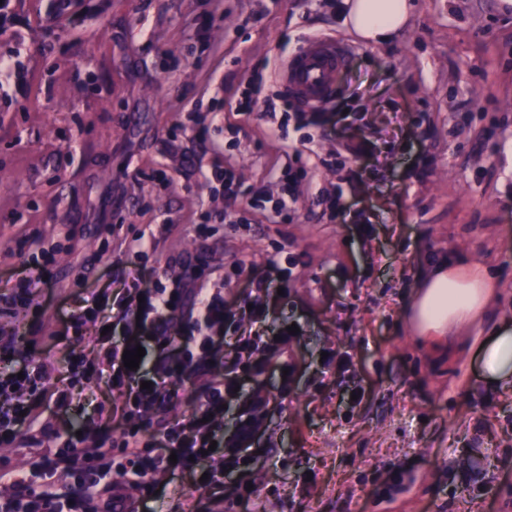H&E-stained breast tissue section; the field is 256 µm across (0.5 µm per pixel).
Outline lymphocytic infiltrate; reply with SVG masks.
I'll return each mask as SVG.
<instances>
[{
  "label": "lymphocytic infiltrate",
  "instance_id": "1",
  "mask_svg": "<svg viewBox=\"0 0 512 512\" xmlns=\"http://www.w3.org/2000/svg\"><path fill=\"white\" fill-rule=\"evenodd\" d=\"M271 74L263 67L254 68L247 87L235 110L248 117L256 112L275 117L287 111L283 94L264 95ZM143 302L134 311L123 302L103 308L97 298L86 297L68 311L72 325H80L89 311L104 314L116 323L138 319L148 329V341L157 356L151 371L132 370L124 365L122 354L135 350L140 339L128 336L113 342L110 349L98 352L94 361L98 373L112 383L113 390L125 397L122 414L127 426L119 447H112L105 437H97L83 447L45 448V437L55 436L52 425L40 422L38 415L22 413L13 400L27 385H37L46 376L45 365L25 371L24 375H0V444L12 424L24 427L30 436L27 454L29 471L0 467V484L13 492L0 496V512H141L154 493L157 473L188 477L196 490L210 491L218 482L221 470L244 465V452L252 440L256 423L267 405L265 399L253 397L229 439L219 438L216 426L224 415L223 406L239 386L237 368L241 359H249V371L262 372L270 352L277 343H260L255 336L236 337L235 354L224 373L212 376L196 386L193 411L187 419L164 424L150 442H142L132 416L160 412L174 394L175 382L185 380L205 369L217 346L225 344L224 325L229 321L257 322L260 310L240 307L230 310L224 303L223 289L195 276L175 280L172 287L157 286L141 292ZM220 455L221 468L206 467L208 447ZM67 474V489L56 483L58 474Z\"/></svg>",
  "mask_w": 512,
  "mask_h": 512
}]
</instances>
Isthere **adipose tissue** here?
Wrapping results in <instances>:
<instances>
[{"instance_id": "1", "label": "adipose tissue", "mask_w": 512, "mask_h": 512, "mask_svg": "<svg viewBox=\"0 0 512 512\" xmlns=\"http://www.w3.org/2000/svg\"><path fill=\"white\" fill-rule=\"evenodd\" d=\"M409 11V0H344V24L358 39L380 44L406 23ZM494 287L487 266L445 257L421 276L403 317L415 335L440 338L483 316ZM476 357L488 387L511 386L512 326L490 328Z\"/></svg>"}]
</instances>
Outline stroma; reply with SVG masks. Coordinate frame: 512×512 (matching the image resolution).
<instances>
[{"instance_id":"35a3bbf8","label":"stroma","mask_w":512,"mask_h":512,"mask_svg":"<svg viewBox=\"0 0 512 512\" xmlns=\"http://www.w3.org/2000/svg\"><path fill=\"white\" fill-rule=\"evenodd\" d=\"M500 3L411 0L405 30L355 44L325 117L278 113L280 134L229 103L298 37L352 42L325 0H10L0 59L21 71L0 70V296L35 263L49 282L0 311L1 337L33 339L14 366L94 354L97 325L74 331L63 312L113 302L130 267L152 288L155 270L199 263L225 280L229 308H263L264 340L288 337L220 423L233 434L247 399L266 397L249 464L209 494L223 512H512V388L482 380L481 323L436 345L402 317L418 275L454 254L495 270L486 318L512 319V9ZM288 141L305 173L272 223ZM200 166L235 168L267 196L238 200V223H224L223 188ZM338 189L333 217L321 200ZM150 232L155 251L126 254ZM73 382L87 390L80 412L43 400L42 420L119 436L117 395L82 371ZM155 481L153 512H195L189 480Z\"/></svg>"}]
</instances>
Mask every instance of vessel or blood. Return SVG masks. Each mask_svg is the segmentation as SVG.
<instances>
[{
  "label": "vessel or blood",
  "mask_w": 512,
  "mask_h": 512,
  "mask_svg": "<svg viewBox=\"0 0 512 512\" xmlns=\"http://www.w3.org/2000/svg\"><path fill=\"white\" fill-rule=\"evenodd\" d=\"M347 53L336 40L312 37L291 54L279 71V82L287 93L313 104L332 92L336 75L344 66Z\"/></svg>",
  "instance_id": "1"
}]
</instances>
